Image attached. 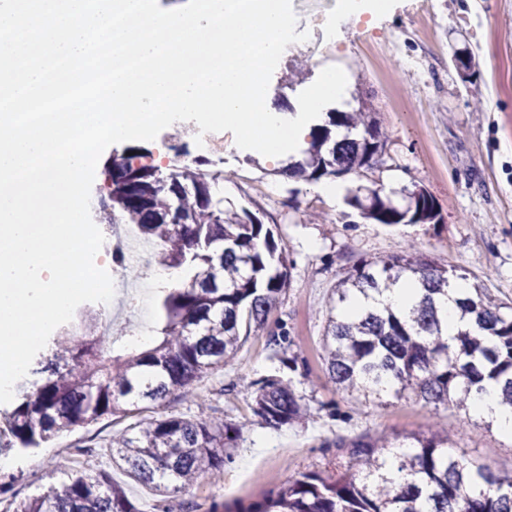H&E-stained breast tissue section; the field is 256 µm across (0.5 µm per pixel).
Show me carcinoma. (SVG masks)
Returning <instances> with one entry per match:
<instances>
[{
	"mask_svg": "<svg viewBox=\"0 0 512 512\" xmlns=\"http://www.w3.org/2000/svg\"><path fill=\"white\" fill-rule=\"evenodd\" d=\"M356 134L336 139L333 129ZM386 134L373 112H329L309 132V147L297 164L301 177L319 181L355 174L376 164ZM135 147L107 167L112 213L161 245L158 262L185 274L162 289L160 333L152 348L108 365L97 361L105 339L77 340L66 332L49 339L48 354L32 374L33 388L20 387L10 411L0 413V457L41 447L74 429L127 417L141 405L161 404L217 367L231 362L244 338L267 331L279 297L290 287L286 247L271 227L244 207L226 208L224 198L199 172L200 162L163 173L141 162ZM397 207L370 192L348 203L380 224H439L441 208L423 187L404 189ZM413 280L419 293L405 315L353 299ZM448 268L407 251L355 263L340 278L325 309L321 359L336 389L379 399L414 394L437 410L449 403L470 411L473 393L494 383L500 404L512 408V300L504 302L475 282L456 303L467 326L448 337L435 297L448 293ZM278 360L297 369L302 357L286 356L276 334ZM254 422L279 429L302 427L311 413L292 381L268 375L253 383ZM242 427L200 412H173L129 424L110 441L112 466L161 496V512H189L181 493L209 470L231 459ZM348 449L336 473L309 471L289 479L240 512H512V472H495L458 455L442 427L407 437L397 453L386 437L363 434L325 444ZM10 512H143L123 486L97 469L86 453L83 470L59 488L10 502Z\"/></svg>",
	"mask_w": 512,
	"mask_h": 512,
	"instance_id": "cac0c4a2",
	"label": "carcinoma"
}]
</instances>
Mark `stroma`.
I'll return each mask as SVG.
<instances>
[{
    "mask_svg": "<svg viewBox=\"0 0 512 512\" xmlns=\"http://www.w3.org/2000/svg\"><path fill=\"white\" fill-rule=\"evenodd\" d=\"M332 65L347 76L339 111L376 112L387 134L383 165L342 180V196L327 197L319 182L281 175L284 157L253 156L234 139L224 141L225 206L257 212L287 247L291 284L272 309L269 328L288 331L303 346L310 375L272 364L267 334L252 336L232 364L142 412L146 418L164 411L191 417L203 400L213 416L243 424L223 475L204 474L185 492L197 512L214 503L231 510L306 471H335L331 440L364 433L400 439L428 432L437 422L456 430L457 452L495 471L512 469L511 435L452 405L432 409L412 394L377 406L342 393L317 360L323 310L337 281L362 258L412 246L512 299V0H391L384 14L348 20L324 43L290 44L270 80V106L295 111L299 93ZM143 148L164 171L178 157L208 159L184 122ZM415 184L442 210L435 228L387 226L347 203L357 190L379 188L401 206L404 188ZM273 373L297 380L313 422L278 430L250 425L251 384ZM123 427L119 420L92 423L13 456V495L59 486L66 473L79 470L91 445L99 467L111 471L142 512H156L155 492L112 467L108 442ZM237 477L247 480V490L227 495L226 483Z\"/></svg>",
    "mask_w": 512,
    "mask_h": 512,
    "instance_id": "obj_1",
    "label": "stroma"
}]
</instances>
